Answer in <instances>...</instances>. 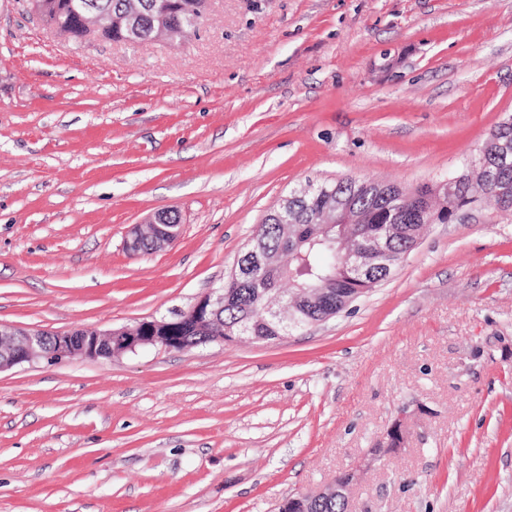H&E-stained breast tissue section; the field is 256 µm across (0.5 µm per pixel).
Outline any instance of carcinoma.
<instances>
[{
	"label": "carcinoma",
	"mask_w": 512,
	"mask_h": 512,
	"mask_svg": "<svg viewBox=\"0 0 512 512\" xmlns=\"http://www.w3.org/2000/svg\"><path fill=\"white\" fill-rule=\"evenodd\" d=\"M81 0H32V13L48 25L66 33L67 38L81 42L94 36L98 39L121 42H146L152 39L159 19L167 18L184 25L191 32V24L181 12L183 0H143L144 6L138 19V32L118 24L126 11L127 0H91L94 3V25L92 30L81 24L72 6ZM487 171L482 174L479 191L471 188L467 178L453 186V192L441 197L439 207L445 212L433 219L436 224L453 220L455 214L484 199H493L499 209L512 211V152L506 156L488 157ZM296 197L294 210L284 221L269 218L259 225L255 234L258 244L270 254L283 248L292 251L288 267L281 273L247 271L235 278H226L224 288V309L219 312V324L226 330L236 331L242 326L249 327L251 335L273 339L275 331L260 322L257 314L264 297L277 290L279 284L288 280L292 283L291 295L284 300L296 299L298 322L289 325L294 329L303 326L307 319H320L336 312L338 304L349 288L353 287L346 277L332 275L331 254L341 233H348L361 244L370 246L381 235L385 224H415L420 218V203L399 195H385L375 183L362 182L352 177L334 181H306L289 191ZM344 199L365 216L362 224L335 225L322 233L318 214L332 208L336 200ZM411 240L399 238L391 241L386 262L396 266L410 252ZM321 288L323 294L318 301L302 299L299 289ZM183 342L191 347L206 343V337L195 331V319L188 315L175 331ZM308 512H348L346 493H336L329 498L310 502Z\"/></svg>",
	"instance_id": "obj_1"
}]
</instances>
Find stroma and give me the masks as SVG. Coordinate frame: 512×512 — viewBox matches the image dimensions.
Masks as SVG:
<instances>
[{
  "label": "stroma",
  "instance_id": "1",
  "mask_svg": "<svg viewBox=\"0 0 512 512\" xmlns=\"http://www.w3.org/2000/svg\"><path fill=\"white\" fill-rule=\"evenodd\" d=\"M510 113L512 0H211L147 44L0 0V323L174 317L291 188L435 182ZM166 210L176 241L128 250ZM355 467L350 512H512L511 212L426 225L273 341L0 371V512H277Z\"/></svg>",
  "mask_w": 512,
  "mask_h": 512
}]
</instances>
